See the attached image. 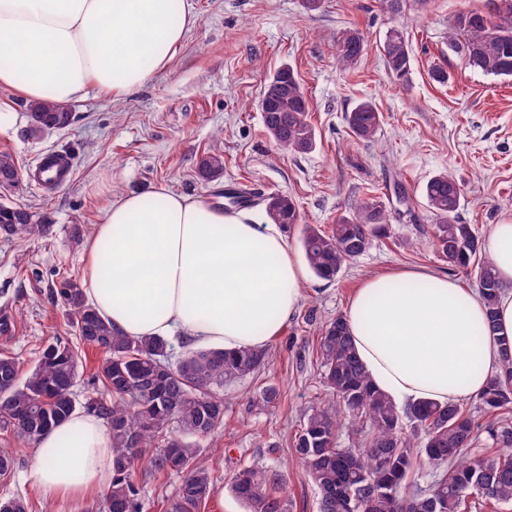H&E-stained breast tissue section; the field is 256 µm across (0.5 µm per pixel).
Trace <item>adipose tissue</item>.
Returning a JSON list of instances; mask_svg holds the SVG:
<instances>
[{
    "label": "adipose tissue",
    "instance_id": "adipose-tissue-1",
    "mask_svg": "<svg viewBox=\"0 0 512 512\" xmlns=\"http://www.w3.org/2000/svg\"><path fill=\"white\" fill-rule=\"evenodd\" d=\"M195 23L190 0H0V90L61 104L93 86L123 97L167 69ZM489 248L502 286L492 330L480 293L427 269L356 288L348 333L373 384L397 405L457 402L499 371L512 344V224L494 225ZM86 280L91 305L125 336L237 351L280 334L305 273L280 225L160 184L112 197ZM32 475L60 512L103 492L112 481L103 421L74 411L39 440Z\"/></svg>",
    "mask_w": 512,
    "mask_h": 512
}]
</instances>
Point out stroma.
<instances>
[{
    "instance_id": "stroma-1",
    "label": "stroma",
    "mask_w": 512,
    "mask_h": 512,
    "mask_svg": "<svg viewBox=\"0 0 512 512\" xmlns=\"http://www.w3.org/2000/svg\"><path fill=\"white\" fill-rule=\"evenodd\" d=\"M198 21L168 69L135 93L115 99L90 89L69 105L66 128L25 137L28 104L14 99L0 114V151L21 167L9 194L13 204L43 217L50 233L38 240L0 238V314L13 321L0 333V353L34 366L48 339L64 334L63 310L48 293L68 277L85 284V251L113 195L162 183L188 195L217 198L237 182L254 193L257 223H268L264 200L280 194L297 204L302 223L330 231L337 218L365 197L385 205L387 235L348 263L335 280L307 274L297 309L267 345L269 363L224 387V427L202 442L201 454L222 505L207 501L200 512H244L228 486L246 466H276L293 512H317L319 493L295 458V434L311 410L328 399L318 353L323 326L345 313L366 277L401 267L450 273L463 287H476L472 271L449 268L429 242L431 221L423 196L441 170L454 173L462 189L459 217L488 242L493 225L512 223V78L494 77L465 64L448 42V25L461 10L485 0H406L400 13L383 0H322L307 11L302 0H191ZM358 28L367 51L350 70L336 67L341 30ZM409 41L412 73L395 81L381 53L390 29ZM291 65L310 101L316 146L284 153L266 135L258 107L268 78ZM448 72L436 82V68ZM371 101L382 115L372 142L356 140L345 115ZM224 154V174L208 182L197 162L208 152ZM67 156L71 176L53 189L31 175L42 157ZM280 398L260 402L267 386ZM34 450H15V467L0 479V498L22 497L29 512H49L32 477ZM143 512H166L181 482L177 474L139 472L134 478Z\"/></svg>"
}]
</instances>
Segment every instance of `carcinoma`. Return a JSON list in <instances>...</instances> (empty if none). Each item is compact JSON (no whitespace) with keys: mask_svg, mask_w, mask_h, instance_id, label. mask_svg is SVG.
I'll use <instances>...</instances> for the list:
<instances>
[{"mask_svg":"<svg viewBox=\"0 0 512 512\" xmlns=\"http://www.w3.org/2000/svg\"><path fill=\"white\" fill-rule=\"evenodd\" d=\"M448 41L466 63L487 75L512 77V0H487V8L455 14ZM362 33L347 28L336 43V60L346 71L365 53ZM388 73L409 80L412 56L402 31L391 29L382 45ZM265 131L277 149L307 153L315 144L306 93L293 68L283 66L268 80L261 104ZM26 134L36 137L58 119L72 122L68 107L29 104ZM352 135L371 142L381 132L380 114L370 101L346 114ZM224 173V154L209 152L198 163V175L214 181ZM20 180L13 156L0 152V190ZM423 195L433 218L432 245L451 267L472 268L486 306V323L496 326L500 283L491 257L482 254L479 238L458 219L461 188L442 171L431 177ZM266 213L284 227L300 223L295 202L286 195L267 198ZM390 217L375 199H362L338 218L326 234L312 224L301 228L305 260L319 278L333 280L344 265L362 256L373 238L386 234ZM50 225L33 212L0 201V237L36 239ZM64 311L68 335L55 336L38 350L35 365L24 372L19 358L0 354V431L25 447L63 422L77 409L102 419L112 435V487L99 512H141L134 484L140 463L155 473H177L182 483L167 512H197L214 488L200 449L189 438L206 439L224 427V383L244 379L267 364L263 349L225 352L186 350L171 361L168 341L158 337L128 338L112 328L86 302L83 289L65 280L49 289ZM93 348L103 358L88 378L83 396L75 387L82 367L80 348ZM319 350L324 383L331 397L308 415L293 447L319 490L318 512H349L357 496L365 512H464L466 499L477 492L499 502H512V426L495 433L504 448L491 458L470 454L479 427L454 403L423 400L399 407L377 390L360 364L342 315L326 324ZM481 410L495 417L512 409V351L505 350L500 371L479 394ZM347 433L351 447L341 448ZM15 464L14 449L0 446V476ZM427 470L425 489L411 488L409 476ZM230 491L246 512H290L280 472L273 467H247L230 482Z\"/></svg>","mask_w":512,"mask_h":512,"instance_id":"cac0c4a2","label":"carcinoma"}]
</instances>
